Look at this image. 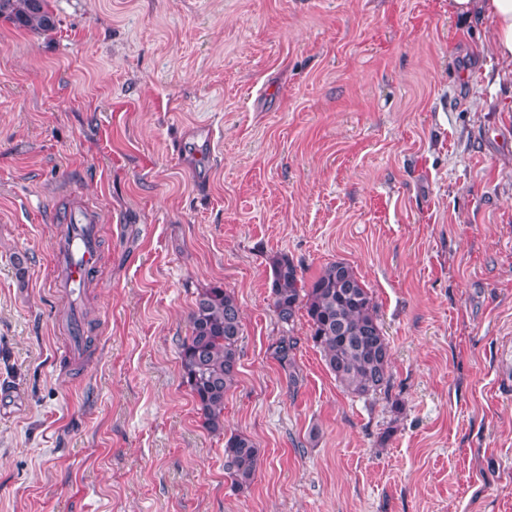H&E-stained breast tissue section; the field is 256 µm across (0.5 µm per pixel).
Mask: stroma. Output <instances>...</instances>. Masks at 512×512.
I'll return each instance as SVG.
<instances>
[{
	"instance_id": "stroma-1",
	"label": "stroma",
	"mask_w": 512,
	"mask_h": 512,
	"mask_svg": "<svg viewBox=\"0 0 512 512\" xmlns=\"http://www.w3.org/2000/svg\"><path fill=\"white\" fill-rule=\"evenodd\" d=\"M48 8V32L0 20V512H512V82L489 21L450 0ZM76 194L102 254L75 304L49 215ZM282 254L371 289L386 391L343 393L303 314L289 381ZM211 286L243 323L220 436L179 359ZM232 432L261 448L244 492ZM298 341L294 336H280L279 339L270 346L271 355L279 365L288 371L290 382H297L298 376L295 371V353Z\"/></svg>"
}]
</instances>
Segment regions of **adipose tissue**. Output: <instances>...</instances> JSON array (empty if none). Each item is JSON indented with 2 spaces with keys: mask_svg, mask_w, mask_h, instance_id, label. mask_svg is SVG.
Wrapping results in <instances>:
<instances>
[{
  "mask_svg": "<svg viewBox=\"0 0 512 512\" xmlns=\"http://www.w3.org/2000/svg\"><path fill=\"white\" fill-rule=\"evenodd\" d=\"M451 6L461 19L490 20L489 50L504 63V77L512 78V0H452Z\"/></svg>",
  "mask_w": 512,
  "mask_h": 512,
  "instance_id": "1",
  "label": "adipose tissue"
}]
</instances>
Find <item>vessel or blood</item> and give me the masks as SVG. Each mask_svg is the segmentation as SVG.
<instances>
[{"instance_id":"obj_1","label":"vessel or blood","mask_w":512,"mask_h":512,"mask_svg":"<svg viewBox=\"0 0 512 512\" xmlns=\"http://www.w3.org/2000/svg\"><path fill=\"white\" fill-rule=\"evenodd\" d=\"M62 220L70 232L55 242L54 285L74 294L79 289L89 287L100 263L101 236L97 208L88 200H77L70 204Z\"/></svg>"}]
</instances>
